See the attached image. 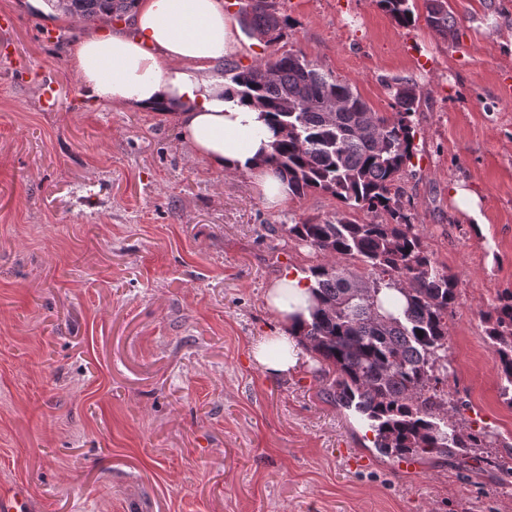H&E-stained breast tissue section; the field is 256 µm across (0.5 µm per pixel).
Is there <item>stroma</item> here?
I'll return each mask as SVG.
<instances>
[{
	"mask_svg": "<svg viewBox=\"0 0 512 512\" xmlns=\"http://www.w3.org/2000/svg\"><path fill=\"white\" fill-rule=\"evenodd\" d=\"M410 5L402 27L375 0H286V43L245 36L234 60L302 54L383 113L390 82L415 84L401 202L457 280L443 389L505 456L512 405L482 314L512 292V0H448V38ZM2 14L0 486L25 485L31 512H512V479L479 460L430 454L409 471L382 454L316 359L285 374L253 360L280 327L269 284L311 264L268 225L340 202L267 208L251 176L193 158L171 118L86 99L70 51L97 22L20 0ZM452 195L458 208L471 216L475 224H483L478 218L480 213V199L470 189L462 187L460 185L452 188Z\"/></svg>",
	"mask_w": 512,
	"mask_h": 512,
	"instance_id": "stroma-1",
	"label": "stroma"
}]
</instances>
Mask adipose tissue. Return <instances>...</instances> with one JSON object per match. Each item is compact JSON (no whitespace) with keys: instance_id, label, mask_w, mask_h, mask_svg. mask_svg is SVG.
Masks as SVG:
<instances>
[{"instance_id":"obj_1","label":"adipose tissue","mask_w":512,"mask_h":512,"mask_svg":"<svg viewBox=\"0 0 512 512\" xmlns=\"http://www.w3.org/2000/svg\"><path fill=\"white\" fill-rule=\"evenodd\" d=\"M134 13L131 33L112 31L105 17L73 46L70 65L87 99L142 111L169 109L195 158L221 172L250 174L267 205L282 206L286 181L258 163L273 140L268 119L234 97L214 66L240 48V28L224 0H137ZM309 287L300 272L269 285L266 302L282 329L254 350L265 370L288 372L305 356L298 329L308 313Z\"/></svg>"}]
</instances>
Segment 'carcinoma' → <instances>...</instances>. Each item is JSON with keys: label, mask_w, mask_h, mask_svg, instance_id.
I'll return each instance as SVG.
<instances>
[{"label": "carcinoma", "mask_w": 512, "mask_h": 512, "mask_svg": "<svg viewBox=\"0 0 512 512\" xmlns=\"http://www.w3.org/2000/svg\"><path fill=\"white\" fill-rule=\"evenodd\" d=\"M80 18L126 13L133 0H67ZM426 23L443 36L456 18L443 0H424ZM402 27L415 23L409 0H377ZM249 31L288 37L291 19L281 0H249L240 10ZM235 94L270 116L275 140L263 163L288 182L289 193L311 191L339 200L350 211L378 217L359 221L347 213L292 221L271 233L325 261L310 266L313 305L300 335L335 374L336 401L371 422L375 447L396 456L467 455L491 448L486 433L466 431L453 420L460 406L439 385L448 379V314L456 281L422 248L404 212L400 176L413 157L410 117L418 111L415 86L388 85L391 115L372 110L353 88L297 53L284 52L254 65L224 61ZM337 99L330 117L318 106ZM402 298L396 305L389 292ZM487 339L497 357L501 392L512 404V293L483 313ZM423 334H418V331ZM491 468L512 475V457L486 454Z\"/></svg>", "instance_id": "cac0c4a2"}]
</instances>
